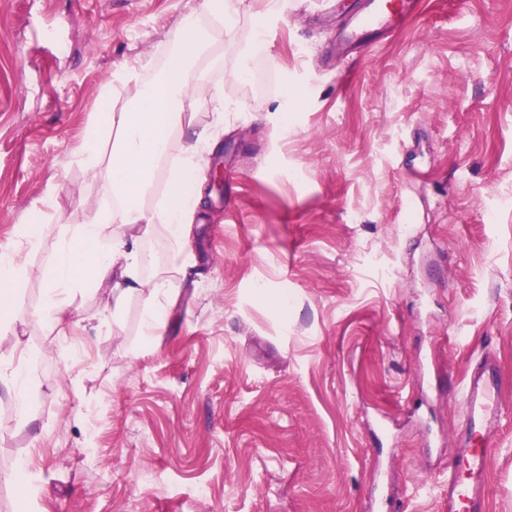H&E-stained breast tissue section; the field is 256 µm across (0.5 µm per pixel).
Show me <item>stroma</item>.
Listing matches in <instances>:
<instances>
[{"mask_svg":"<svg viewBox=\"0 0 512 512\" xmlns=\"http://www.w3.org/2000/svg\"><path fill=\"white\" fill-rule=\"evenodd\" d=\"M196 2L0 0V251L44 227L22 306L57 220L105 199L66 161L103 86L153 76ZM328 5L229 0L232 29L208 23L192 95L202 126L224 89V193L155 336L132 299L116 328L0 338L38 354L27 427L0 392V512H438L486 355L489 512H512V0H421L332 71Z\"/></svg>","mask_w":512,"mask_h":512,"instance_id":"stroma-1","label":"stroma"}]
</instances>
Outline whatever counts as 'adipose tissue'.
Masks as SVG:
<instances>
[{"instance_id":"ef3b65f1","label":"adipose tissue","mask_w":512,"mask_h":512,"mask_svg":"<svg viewBox=\"0 0 512 512\" xmlns=\"http://www.w3.org/2000/svg\"><path fill=\"white\" fill-rule=\"evenodd\" d=\"M202 14L223 22L224 0H201L198 13L188 15L170 34L165 65L152 80L132 68L119 75L117 84L105 85L104 99L123 89L129 100L122 111L100 113L69 159L92 172L104 170L105 193L121 205L107 212L81 208L57 225L56 247L45 268L46 287L39 304L28 311L16 305L28 269L17 252L0 253L1 329L30 320L75 321V292L101 286L108 288L115 303L139 300L142 335H154L161 325L173 291L195 267L188 241L194 213L203 201V159L224 128L223 88L212 93L210 123L198 126L188 114L194 106L190 77L210 49L209 33L197 22ZM175 133L183 138L181 148L171 165L160 169L163 151ZM107 140L112 151L106 156L100 146ZM160 170L166 174L168 197L158 206L145 207L142 200ZM159 228L170 243L169 267L164 275L148 278L143 274L142 244ZM35 359V352L27 349L16 357L0 352V388L24 424L31 421L28 368Z\"/></svg>"}]
</instances>
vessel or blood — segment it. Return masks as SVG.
I'll list each match as a JSON object with an SVG mask.
<instances>
[{"mask_svg":"<svg viewBox=\"0 0 512 512\" xmlns=\"http://www.w3.org/2000/svg\"><path fill=\"white\" fill-rule=\"evenodd\" d=\"M416 0H361L344 12L333 43L336 55L363 51L371 42L404 28ZM462 424L458 452L448 472L444 512H486L487 474L495 454L492 432L502 417L499 370L491 357L470 369L461 393Z\"/></svg>","mask_w":512,"mask_h":512,"instance_id":"1","label":"vessel or blood"}]
</instances>
